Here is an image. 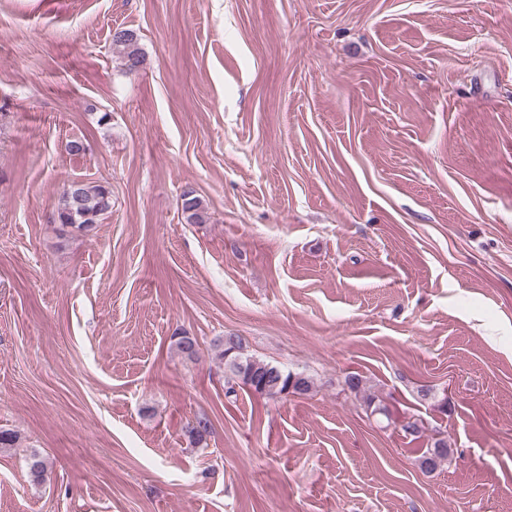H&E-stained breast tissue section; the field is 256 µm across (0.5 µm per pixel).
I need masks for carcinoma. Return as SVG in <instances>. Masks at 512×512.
I'll return each mask as SVG.
<instances>
[{
    "instance_id": "carcinoma-1",
    "label": "carcinoma",
    "mask_w": 512,
    "mask_h": 512,
    "mask_svg": "<svg viewBox=\"0 0 512 512\" xmlns=\"http://www.w3.org/2000/svg\"><path fill=\"white\" fill-rule=\"evenodd\" d=\"M112 44L122 48L123 62L127 72H132L142 65L143 58L138 46L135 31L117 28L112 35ZM181 207L190 224H203L207 220V211L196 191L188 187L181 195ZM112 212V191L103 184H87L73 180L63 186L57 196L51 212L50 223L57 226L59 236H88L100 223L104 215ZM176 350L186 359H193L198 354L197 340L187 334L176 337ZM217 358L224 361L229 376L225 379V396L237 394V389L247 388L251 392L268 398L280 396L306 395L312 391V378L304 373L284 370L277 365L265 362L245 353L243 340L234 335L218 340ZM345 390L361 402L367 415L389 417L388 408L377 402L375 396L367 393L363 377L350 373L344 379ZM209 420L200 418L188 427V436L192 443L200 444L210 435ZM450 448L442 432L436 437L430 448L419 457L420 469L433 473L448 460ZM29 476L34 482H41L47 474V463L38 453L30 454L26 461Z\"/></svg>"
}]
</instances>
